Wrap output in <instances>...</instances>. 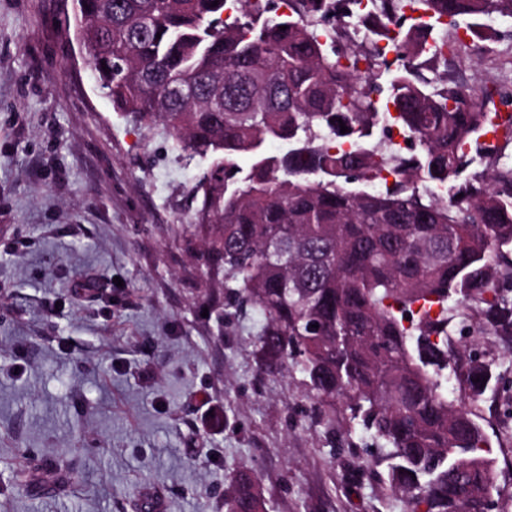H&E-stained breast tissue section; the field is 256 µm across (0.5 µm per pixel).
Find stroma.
Instances as JSON below:
<instances>
[{"label": "stroma", "mask_w": 512, "mask_h": 512, "mask_svg": "<svg viewBox=\"0 0 512 512\" xmlns=\"http://www.w3.org/2000/svg\"><path fill=\"white\" fill-rule=\"evenodd\" d=\"M72 16V0H0V512H224L246 471L270 512H398L353 476L371 434L315 423L302 375L254 345L262 313L219 302L185 228L205 161L113 108ZM497 28L483 54L457 56L458 80L512 85V20ZM92 275L111 286L89 301ZM448 306L453 341L498 365L496 399L475 412L493 512H512V345ZM52 455L75 466L70 492L45 493L42 471L13 484Z\"/></svg>", "instance_id": "35a3bbf8"}]
</instances>
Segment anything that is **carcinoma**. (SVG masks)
Here are the masks:
<instances>
[{
    "label": "carcinoma",
    "mask_w": 512,
    "mask_h": 512,
    "mask_svg": "<svg viewBox=\"0 0 512 512\" xmlns=\"http://www.w3.org/2000/svg\"><path fill=\"white\" fill-rule=\"evenodd\" d=\"M213 2L75 0L74 34L117 111L208 162L190 219L203 266L263 313L254 344L303 375L318 423L339 409L372 434L362 474L385 465L399 512H488L498 489L471 407L497 377L459 363L445 312L455 295L512 340V164L484 140L512 143V93L456 80L454 45L414 31L512 19V0ZM361 29L374 39L359 49ZM391 111L410 137L392 163L368 141ZM385 170L391 183L366 189ZM224 512H268L250 475Z\"/></svg>",
    "instance_id": "cac0c4a2"
}]
</instances>
